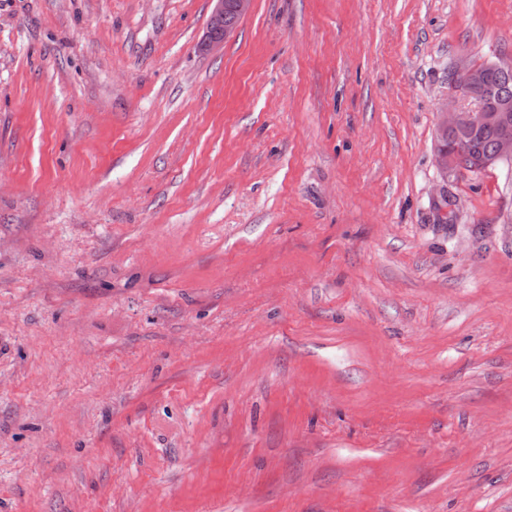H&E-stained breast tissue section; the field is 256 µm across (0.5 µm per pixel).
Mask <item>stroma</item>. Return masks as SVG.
<instances>
[{
  "label": "stroma",
  "mask_w": 512,
  "mask_h": 512,
  "mask_svg": "<svg viewBox=\"0 0 512 512\" xmlns=\"http://www.w3.org/2000/svg\"><path fill=\"white\" fill-rule=\"evenodd\" d=\"M212 8L0 0V512H512V0ZM216 2L215 9L211 15L210 27L207 35L202 43V47L207 50L214 49L223 43L224 38L230 32L225 25H236L239 19H236L235 15L227 12L224 18L225 2L228 0H212ZM233 26V27H234ZM488 68L492 69L487 72ZM512 62L499 61L486 63L484 66H474L467 62L461 63L457 82L459 93L474 103L473 109H448L439 113L438 145L452 148L457 140L463 141L470 153L490 155L487 158H471L460 147L448 152L440 147L436 153V164L445 174L460 171L482 172L500 163L512 162ZM511 69V70H500ZM486 91L495 99L510 101L495 104L489 100ZM496 126L500 130L497 144V130L486 128L479 131L463 132L460 136L449 133L460 129H479L483 126ZM445 135H448L446 137ZM444 136V137H443ZM497 145V149H496Z\"/></svg>",
  "instance_id": "35a3bbf8"
}]
</instances>
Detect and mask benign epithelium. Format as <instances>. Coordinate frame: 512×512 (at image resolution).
Here are the masks:
<instances>
[{
	"label": "benign epithelium",
	"mask_w": 512,
	"mask_h": 512,
	"mask_svg": "<svg viewBox=\"0 0 512 512\" xmlns=\"http://www.w3.org/2000/svg\"><path fill=\"white\" fill-rule=\"evenodd\" d=\"M215 9L211 15L210 27L202 43L207 50L223 43L229 33L224 27V8L226 0H215ZM489 68L511 69V61L490 62L483 66L461 63L457 83L459 93L474 103L472 109H445L439 113L438 135L443 137L461 129H478L483 126H496L500 130L496 152L487 158H471L460 147L453 151L437 149L436 164L445 174L460 171L482 172L500 163L512 162V102L496 104L485 94L486 70Z\"/></svg>",
	"instance_id": "obj_1"
}]
</instances>
